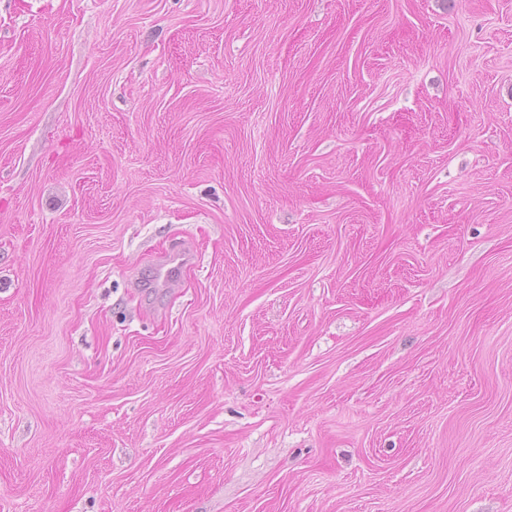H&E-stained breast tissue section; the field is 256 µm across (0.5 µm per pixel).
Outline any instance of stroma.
Segmentation results:
<instances>
[{"instance_id":"1","label":"stroma","mask_w":512,"mask_h":512,"mask_svg":"<svg viewBox=\"0 0 512 512\" xmlns=\"http://www.w3.org/2000/svg\"><path fill=\"white\" fill-rule=\"evenodd\" d=\"M0 512H512V0H0ZM193 252L191 249H184L178 255L165 259L159 266L158 278L165 283L177 279L183 266L192 262Z\"/></svg>"}]
</instances>
